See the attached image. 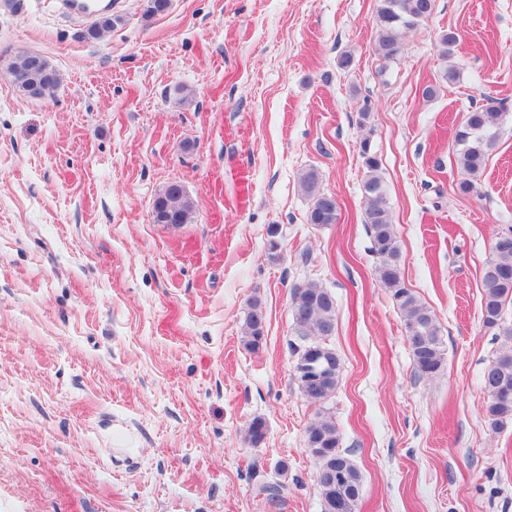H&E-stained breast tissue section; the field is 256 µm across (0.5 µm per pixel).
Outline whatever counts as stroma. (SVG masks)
<instances>
[{
    "mask_svg": "<svg viewBox=\"0 0 512 512\" xmlns=\"http://www.w3.org/2000/svg\"><path fill=\"white\" fill-rule=\"evenodd\" d=\"M147 5L120 0L89 40L56 0H0V512H322L305 450L321 410L362 475L356 512H512V425L488 428L481 389L504 346L481 299L512 228V110L467 194L454 139L470 107H512V0H434L390 61L379 0ZM21 52L59 70L55 96L17 90ZM364 142L404 280L440 328L429 379L375 279ZM311 169L336 223L307 221ZM175 181L194 204L176 228L152 217ZM308 282L336 299L342 366L321 406L292 370L291 289ZM265 312L262 301L254 296L249 303V312L242 332L243 345L252 351L259 349L264 339Z\"/></svg>",
    "mask_w": 512,
    "mask_h": 512,
    "instance_id": "35a3bbf8",
    "label": "stroma"
}]
</instances>
